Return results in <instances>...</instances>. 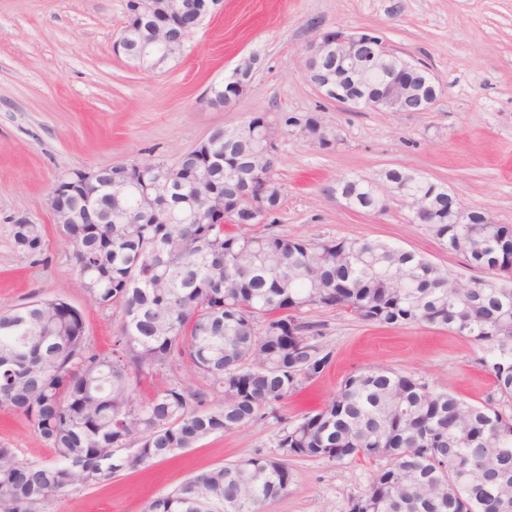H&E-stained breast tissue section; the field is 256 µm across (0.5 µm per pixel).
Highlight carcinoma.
Instances as JSON below:
<instances>
[{"label":"carcinoma","mask_w":512,"mask_h":512,"mask_svg":"<svg viewBox=\"0 0 512 512\" xmlns=\"http://www.w3.org/2000/svg\"><path fill=\"white\" fill-rule=\"evenodd\" d=\"M395 66L368 79L374 95ZM218 132L224 155L217 184L236 194L255 143ZM170 173L171 202L189 187ZM353 209L379 202L362 179L336 184ZM430 198L429 229L448 251L491 270L467 288H448V273L426 258L370 240L314 242L269 233L228 231L201 220L179 224L63 226L78 268V287L101 307L122 312L107 353L90 351L82 313L61 299L31 301L0 314V404L22 412L53 450L56 463L20 460L0 445L4 512H49L76 482L94 484L126 467L190 448L216 433L257 420L262 411L321 375L330 354L302 314L339 308L395 328L427 323L471 339L493 375L496 394L480 405L433 392L380 366L348 376L336 396L305 412L281 440L291 456L334 463L378 462L369 491L349 512H512V225L472 209L467 224L448 218V191L417 180ZM17 251L37 256L41 224H12ZM267 335L256 334V324ZM188 363L221 395L170 385L142 399L155 369ZM139 443L124 459L117 452ZM288 459L258 456L197 475L152 500L145 512H267L288 493Z\"/></svg>","instance_id":"cac0c4a2"}]
</instances>
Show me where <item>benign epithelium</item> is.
<instances>
[{"label": "benign epithelium", "mask_w": 512, "mask_h": 512, "mask_svg": "<svg viewBox=\"0 0 512 512\" xmlns=\"http://www.w3.org/2000/svg\"><path fill=\"white\" fill-rule=\"evenodd\" d=\"M223 7V0H210L206 9L194 7L193 0H127L126 24L136 23V27L148 26L152 29V37L130 44L127 32H121L113 43V50L129 59L141 63L157 65L180 56L185 43L171 39L168 32L179 24L186 14L194 16L193 27H198L205 18L215 14ZM387 55H398L389 48L385 41L371 30H348L337 28L322 31L315 35L309 43L304 56V67L310 81L322 93L323 97L336 104L357 108L363 104L373 111L382 112H426L435 103L439 94V83L431 70L421 67L413 57L400 58L399 67L407 72L421 76L423 87H431L432 93H423L413 105L406 104L408 87L406 81L398 80L389 87V95L384 99L371 100L365 94L367 76L378 62ZM258 70L257 58L250 56L243 59L233 70L227 81L232 85L234 95L223 104L217 98L223 83L219 82L208 91L209 104L214 107H233L247 91ZM315 126L316 131L309 130ZM249 136L258 143L256 164L249 168L243 183L251 186L257 180L264 179L272 173L274 159L270 148L283 134L281 125L265 117L261 121L250 124L245 122ZM292 133L300 138L319 144L332 143L334 135L321 125L319 120L312 118L293 124ZM224 158L216 155L210 157L209 164L202 168H193L188 173V181L200 186L214 180V172L223 166ZM144 164L130 166L124 164L101 168H78L70 171L54 188L49 205L55 223L62 224H97L99 213V197L103 191H112V184L130 181L133 171H141ZM169 176L159 168L153 181L141 185L142 208L157 220L170 219L164 185ZM416 177L409 174L397 189H390L384 184L370 183V194L378 199L382 207H387V198L398 196L408 206L411 220L418 224L428 223L427 215L430 208L425 201L415 198L409 190V183ZM184 220L195 222L200 216L199 200L191 194L181 200ZM250 210L254 214V223L264 224L277 212L276 206L268 200L260 198L249 200ZM205 211L222 222L235 220L234 210L224 207V192L218 188L207 194Z\"/></svg>", "instance_id": "1"}]
</instances>
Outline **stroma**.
Here are the masks:
<instances>
[{
    "instance_id": "1",
    "label": "stroma",
    "mask_w": 512,
    "mask_h": 512,
    "mask_svg": "<svg viewBox=\"0 0 512 512\" xmlns=\"http://www.w3.org/2000/svg\"><path fill=\"white\" fill-rule=\"evenodd\" d=\"M126 0H0V313L33 299H61L84 316L90 348L108 352L121 315L93 304L76 282L70 243L48 201L76 168L156 161L174 164L219 127L257 112L279 118L318 116L338 138L329 147L283 135L274 177L284 203L273 230L322 242L379 240L415 252L460 279L472 272L427 225L411 223L390 198L381 215L346 207L330 189L343 177L380 181L400 168L447 187L466 206L512 225V0H224V9L193 30L183 54L163 66H138L115 54ZM337 27L379 32L393 49L426 63L441 94L426 112H359L323 98L303 54L316 32ZM261 61L250 87L229 109L212 108L206 92L238 62ZM45 228L40 256L17 252L12 216ZM330 362L263 420L215 434L172 457L125 468L112 478L73 484L52 512H144L150 500L188 479L255 456H278L279 441L307 410L332 397L351 374L385 366L468 402H483L492 376L467 337L425 323L399 329L359 320L336 308H311ZM207 391L190 365L154 372L141 395L172 384ZM33 464L54 461L27 418L0 406V445ZM287 495L268 512H348L367 493L372 461L335 463L289 458Z\"/></svg>"
}]
</instances>
